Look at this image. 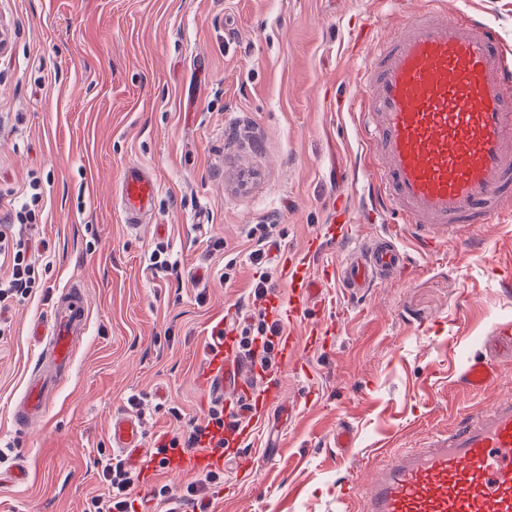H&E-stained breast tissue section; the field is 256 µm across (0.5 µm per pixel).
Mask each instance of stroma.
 <instances>
[{
	"mask_svg": "<svg viewBox=\"0 0 512 512\" xmlns=\"http://www.w3.org/2000/svg\"><path fill=\"white\" fill-rule=\"evenodd\" d=\"M424 0H0V220L38 182L29 230L38 288L0 306V451L26 468L0 484V512H83L104 495L100 455L115 416L139 424L147 451L206 422L203 336L229 318L235 336L272 323L266 297L287 298L282 259L344 263L363 240L304 258L336 202L373 193L350 101L378 38ZM475 11L512 50V0H442ZM159 182L154 215L126 229L115 207L123 168ZM405 273L349 294L325 288L302 321L292 358L272 352L279 402L258 447L224 452V481L203 488L211 512H359L388 437L415 445L512 392V216L423 250L400 232ZM280 256H273V248ZM263 249L262 265L250 254ZM162 253L170 269L151 267ZM79 277L88 327L42 419L15 428L12 406L38 351L32 328ZM264 279L265 298L255 297ZM491 360L498 391L452 381L469 358ZM357 432L338 458V424ZM137 512L181 504L193 475L134 473ZM171 490L169 502L155 491Z\"/></svg>",
	"mask_w": 512,
	"mask_h": 512,
	"instance_id": "stroma-1",
	"label": "stroma"
}]
</instances>
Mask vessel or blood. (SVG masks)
I'll use <instances>...</instances> for the list:
<instances>
[{
  "instance_id": "vessel-or-blood-1",
  "label": "vessel or blood",
  "mask_w": 512,
  "mask_h": 512,
  "mask_svg": "<svg viewBox=\"0 0 512 512\" xmlns=\"http://www.w3.org/2000/svg\"><path fill=\"white\" fill-rule=\"evenodd\" d=\"M357 128L372 167L375 203L392 223L428 242H452L483 224L512 213V58L495 29L467 14L429 9L405 20L397 34L378 41L359 77ZM159 185L143 165L128 163L121 174L117 206L127 227L155 207ZM408 254L395 237L380 236L337 269L344 288L358 293L405 267ZM290 292L280 318H301L321 291L302 265L284 269ZM88 308L84 291L71 284L49 307V323L37 327V366L14 409L18 426L31 427L73 362L84 336ZM205 385L224 394L232 366L224 326L207 338ZM489 361L474 357L458 376L469 391L496 387ZM276 386L236 385L229 397L236 415L253 418L254 405L277 401ZM112 447L145 468L143 436L132 419L112 421ZM360 512H512V395L489 409L465 414L448 430L413 448L385 452ZM175 477L201 471L214 455L168 448L159 456Z\"/></svg>"
}]
</instances>
